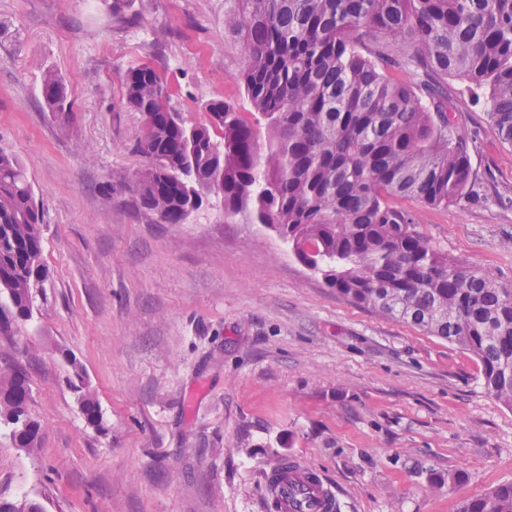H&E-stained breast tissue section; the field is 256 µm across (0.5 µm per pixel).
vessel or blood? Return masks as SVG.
<instances>
[{
    "mask_svg": "<svg viewBox=\"0 0 512 512\" xmlns=\"http://www.w3.org/2000/svg\"><path fill=\"white\" fill-rule=\"evenodd\" d=\"M303 474L306 484L298 496L289 489L290 473L267 478V492L279 512H336L338 504L333 487L313 469H304Z\"/></svg>",
    "mask_w": 512,
    "mask_h": 512,
    "instance_id": "b4317fda",
    "label": "vessel or blood"
}]
</instances>
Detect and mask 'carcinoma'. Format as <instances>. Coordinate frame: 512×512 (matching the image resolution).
<instances>
[{
  "label": "carcinoma",
  "mask_w": 512,
  "mask_h": 512,
  "mask_svg": "<svg viewBox=\"0 0 512 512\" xmlns=\"http://www.w3.org/2000/svg\"><path fill=\"white\" fill-rule=\"evenodd\" d=\"M140 28L135 0H104ZM224 27L241 38L237 75L251 110L214 99L190 123L149 63L118 75L120 104L142 118L147 164L119 186L158 224H182L209 199L224 220L248 216L353 304L437 336L475 357L485 390L512 409V288L438 250L419 232L414 199L432 207L480 195L470 143L458 133L448 80L487 91L489 122L512 146V0H224ZM400 38L412 52L380 43ZM415 69L409 83L393 71ZM40 93L66 121L65 79ZM44 214L26 166L0 147V324L33 319L43 286ZM71 367L81 411L102 414ZM25 377L0 370V425L15 447L39 449ZM458 512H512V481L463 498Z\"/></svg>",
  "instance_id": "carcinoma-1"
}]
</instances>
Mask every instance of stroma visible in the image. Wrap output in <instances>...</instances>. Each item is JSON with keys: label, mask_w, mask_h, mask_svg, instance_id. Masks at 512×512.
Instances as JSON below:
<instances>
[{"label": "stroma", "mask_w": 512, "mask_h": 512, "mask_svg": "<svg viewBox=\"0 0 512 512\" xmlns=\"http://www.w3.org/2000/svg\"><path fill=\"white\" fill-rule=\"evenodd\" d=\"M132 28L100 0H0V146L25 163L45 212L47 281L0 368L27 377L38 452L0 432V500L46 512H277L265 479L296 457L333 486L338 512H457L512 480V409L488 395L458 346L336 295L274 233L205 207L158 224L103 183L131 178L139 113L117 74L150 62L194 122L221 98L248 104L224 0H136ZM167 29L155 42V28ZM60 73L70 121L45 107ZM477 148L481 197L404 201L450 256L512 288V146L484 90L450 83ZM102 409L89 426L64 354Z\"/></svg>", "instance_id": "stroma-1"}]
</instances>
